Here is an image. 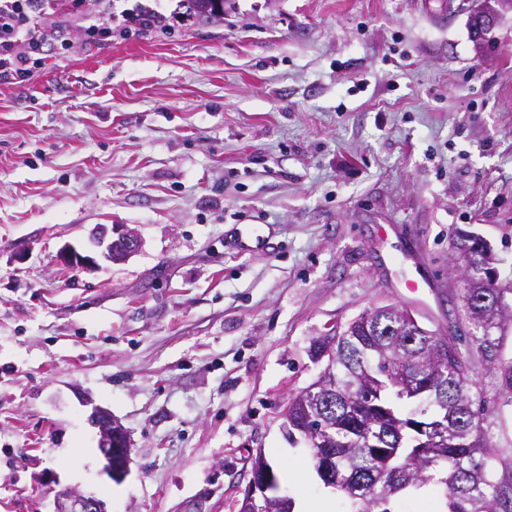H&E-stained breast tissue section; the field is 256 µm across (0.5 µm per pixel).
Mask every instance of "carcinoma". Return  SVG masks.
Listing matches in <instances>:
<instances>
[{
  "instance_id": "obj_1",
  "label": "carcinoma",
  "mask_w": 512,
  "mask_h": 512,
  "mask_svg": "<svg viewBox=\"0 0 512 512\" xmlns=\"http://www.w3.org/2000/svg\"><path fill=\"white\" fill-rule=\"evenodd\" d=\"M197 11L224 12V0H191ZM449 258L463 279L462 307L469 336L428 331L411 336L401 309L369 310V319L348 336L338 335L329 353L336 394L321 401L324 444L336 455V487L349 512H400L398 499L430 482L439 488L444 512H512V457H504L487 437L484 424L500 407H512V358L502 354L503 331L512 320L507 288H486L482 264L487 248L463 238ZM501 301L506 313L476 320L479 308ZM488 366L499 386L488 400L473 392V360ZM435 378L442 386L447 436L431 448L420 446L425 398L409 396L412 381ZM363 486L367 496L355 493Z\"/></svg>"
}]
</instances>
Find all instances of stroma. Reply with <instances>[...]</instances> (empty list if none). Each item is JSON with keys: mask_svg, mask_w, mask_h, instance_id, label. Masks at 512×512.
Listing matches in <instances>:
<instances>
[{"mask_svg": "<svg viewBox=\"0 0 512 512\" xmlns=\"http://www.w3.org/2000/svg\"><path fill=\"white\" fill-rule=\"evenodd\" d=\"M168 27L45 45L0 85V512L59 489L109 512H239L256 451L294 501L346 502L285 437L310 347L365 310L471 329L448 269L483 238L512 289V11L482 51L475 0H187ZM99 224L142 240L122 263H59ZM241 224L266 245H226ZM427 280L424 302L405 283ZM102 408L130 472H104Z\"/></svg>", "mask_w": 512, "mask_h": 512, "instance_id": "1", "label": "stroma"}]
</instances>
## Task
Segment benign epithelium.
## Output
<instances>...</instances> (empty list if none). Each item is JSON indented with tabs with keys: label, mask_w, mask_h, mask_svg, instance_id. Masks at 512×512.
Masks as SVG:
<instances>
[{
	"label": "benign epithelium",
	"mask_w": 512,
	"mask_h": 512,
	"mask_svg": "<svg viewBox=\"0 0 512 512\" xmlns=\"http://www.w3.org/2000/svg\"><path fill=\"white\" fill-rule=\"evenodd\" d=\"M90 241L93 249L89 251H79L69 245L62 247L58 260L68 267L91 269L99 266L101 260L124 262L140 246L138 233L125 224H100L92 230ZM91 423L98 430V450L104 460V471L112 480H122L129 463L126 429L112 414L100 409L92 413ZM317 459L316 467L326 477L325 486L336 487V480L329 478V472L336 466L335 456L325 451ZM282 502L274 471L267 466L253 465L240 512H275ZM55 507V512H108L101 499L69 490L57 494Z\"/></svg>",
	"instance_id": "benign-epithelium-1"
}]
</instances>
